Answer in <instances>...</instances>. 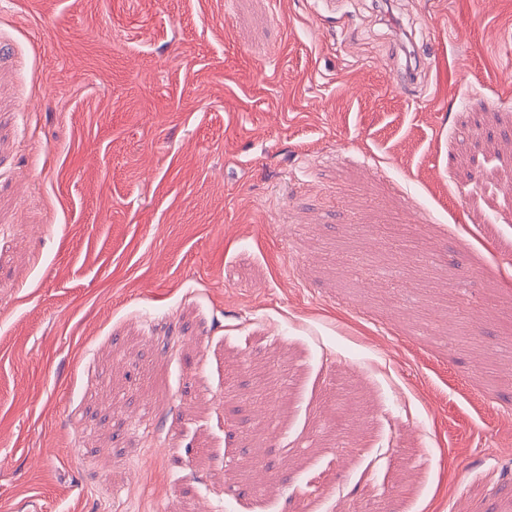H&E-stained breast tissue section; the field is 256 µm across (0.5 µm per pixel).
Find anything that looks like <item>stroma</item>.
<instances>
[{"instance_id":"1","label":"stroma","mask_w":512,"mask_h":512,"mask_svg":"<svg viewBox=\"0 0 512 512\" xmlns=\"http://www.w3.org/2000/svg\"><path fill=\"white\" fill-rule=\"evenodd\" d=\"M0 0V512H512V0Z\"/></svg>"}]
</instances>
